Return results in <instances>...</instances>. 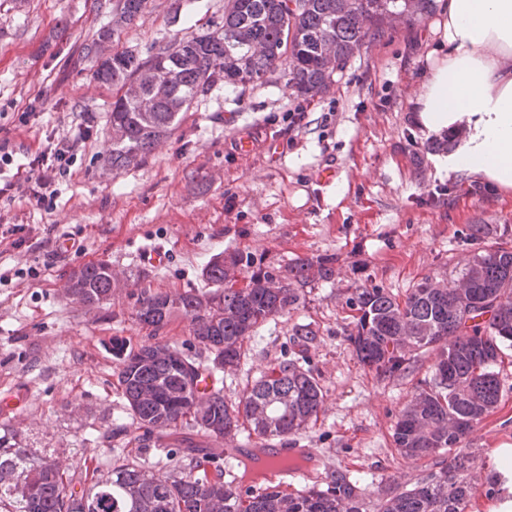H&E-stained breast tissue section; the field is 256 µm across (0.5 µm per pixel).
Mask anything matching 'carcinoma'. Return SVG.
I'll return each mask as SVG.
<instances>
[{"instance_id": "cac0c4a2", "label": "carcinoma", "mask_w": 512, "mask_h": 512, "mask_svg": "<svg viewBox=\"0 0 512 512\" xmlns=\"http://www.w3.org/2000/svg\"><path fill=\"white\" fill-rule=\"evenodd\" d=\"M146 2L115 0L112 26L98 29L84 47L91 76L115 94L109 153L114 168L144 163L192 103L218 84L253 83L283 66L299 90L320 93L363 46L390 35L393 17L410 23L436 9V0H304L292 12L288 0H227L224 25L186 33L178 44L159 50L175 58V81L167 97L147 99L149 58L128 50L98 53ZM333 263L331 257L299 258L284 267L254 269L248 255H219L206 268L217 291L145 289L136 299V317L157 333L173 316H182L213 361L232 369L240 363L242 342L259 325L299 306L300 287L331 279ZM248 269L246 285L237 286ZM68 287L83 296L82 303L101 304L112 296L111 266L86 265L70 275ZM346 305L352 318L346 340L377 377L406 372L419 350L436 352L434 373L416 387L393 431L404 457L432 458L433 468L409 490H382L378 512H464L473 494L465 476L471 458L458 453L447 460L443 453L500 402L494 367L512 347V247L500 244L473 254L449 279L425 275L402 297L360 286ZM117 356L119 384L140 430L132 442L161 433L174 448L193 447L177 431L190 412L192 427L210 440L237 435L242 420L259 439L284 438L322 409L319 383L291 359L267 369L233 406L221 388L199 392L210 368L168 343L129 351L121 345ZM67 473L65 460L34 458L0 437V512H362L356 485L339 471L324 489L289 493L270 483L258 494L225 482L224 470L212 466L207 454L191 457L180 477L155 474L123 458L87 489L76 488ZM21 479L30 492L18 498L11 487Z\"/></svg>"}]
</instances>
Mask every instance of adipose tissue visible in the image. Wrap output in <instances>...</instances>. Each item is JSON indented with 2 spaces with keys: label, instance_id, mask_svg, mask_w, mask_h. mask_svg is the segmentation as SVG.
<instances>
[{
  "label": "adipose tissue",
  "instance_id": "1",
  "mask_svg": "<svg viewBox=\"0 0 512 512\" xmlns=\"http://www.w3.org/2000/svg\"><path fill=\"white\" fill-rule=\"evenodd\" d=\"M437 30L413 121L428 137L459 133L440 172L512 192V0H442Z\"/></svg>",
  "mask_w": 512,
  "mask_h": 512
}]
</instances>
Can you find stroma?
Instances as JSON below:
<instances>
[{
    "label": "stroma",
    "instance_id": "1",
    "mask_svg": "<svg viewBox=\"0 0 512 512\" xmlns=\"http://www.w3.org/2000/svg\"><path fill=\"white\" fill-rule=\"evenodd\" d=\"M111 19L112 0H0V138L14 159L0 178L11 179L46 135L92 128L53 210L0 196V225H17L22 241L0 245L9 273L0 281V400L25 396L0 411V436L36 457H63L77 483L106 475L118 456L179 475L188 449L141 448L115 432L132 423L116 348L138 347L151 332L135 318L138 293L210 291L205 267L223 251L274 266L327 256L333 277L304 287L297 309L244 341L239 367L223 374L224 396L237 401L269 365L297 360L324 403L298 435L316 457L291 491L326 486L341 471L356 482L364 512H376L381 489L412 488L432 466L401 456L392 434L435 355L418 352L409 372L377 378L346 339V299L361 284L402 295L423 275L449 277L474 252L512 244V192L440 173L434 140L412 120L438 14L363 48L317 96L298 93L281 69L262 83L213 89L145 163L126 169L107 162L112 92L92 79L82 54ZM223 22L224 0H148L115 47L145 58L185 30ZM297 110L307 123L289 128L286 116ZM26 111L31 118L20 123ZM244 135L253 140L247 154L236 149ZM328 165L336 180L322 190L316 175ZM475 224L488 228L478 240ZM49 235L85 249L46 253L38 244ZM152 245L165 248L163 264L144 261ZM100 261L118 280L111 299L86 306L67 298L71 273ZM299 324L317 334L305 353L292 341ZM499 370V407L460 446L474 483L465 512H488L502 497L488 479L497 473L493 449L512 448V353Z\"/></svg>",
    "mask_w": 512,
    "mask_h": 512
}]
</instances>
